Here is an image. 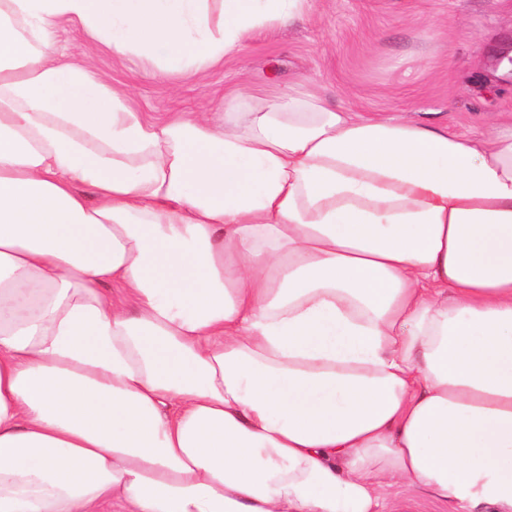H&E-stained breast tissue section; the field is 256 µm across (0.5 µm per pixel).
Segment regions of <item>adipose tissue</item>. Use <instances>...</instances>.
<instances>
[{
	"label": "adipose tissue",
	"mask_w": 512,
	"mask_h": 512,
	"mask_svg": "<svg viewBox=\"0 0 512 512\" xmlns=\"http://www.w3.org/2000/svg\"><path fill=\"white\" fill-rule=\"evenodd\" d=\"M315 4L0 0V512H512V127L150 122L53 51L195 74ZM385 493L392 512H448V505L410 486L391 485Z\"/></svg>",
	"instance_id": "adipose-tissue-1"
}]
</instances>
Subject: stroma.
<instances>
[{"instance_id":"obj_1","label":"stroma","mask_w":512,"mask_h":512,"mask_svg":"<svg viewBox=\"0 0 512 512\" xmlns=\"http://www.w3.org/2000/svg\"><path fill=\"white\" fill-rule=\"evenodd\" d=\"M54 40L63 60L89 62L126 86L151 120L220 112L232 90L300 79L352 111L462 134L512 115V78L492 67L494 53L512 46V0H317L313 13L254 39L201 78L154 74L69 22Z\"/></svg>"}]
</instances>
